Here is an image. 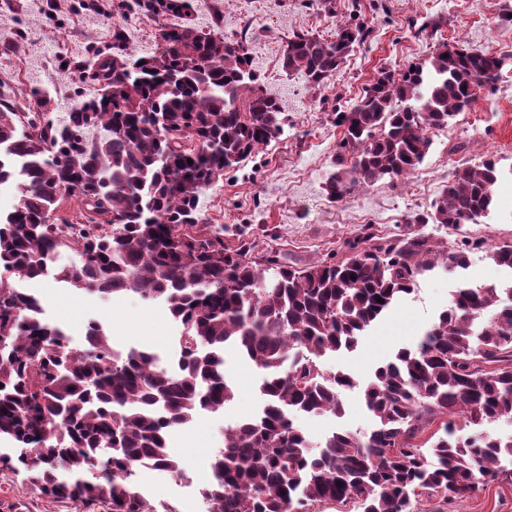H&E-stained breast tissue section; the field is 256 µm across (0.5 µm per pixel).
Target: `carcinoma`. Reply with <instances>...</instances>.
<instances>
[{"instance_id": "carcinoma-1", "label": "carcinoma", "mask_w": 512, "mask_h": 512, "mask_svg": "<svg viewBox=\"0 0 512 512\" xmlns=\"http://www.w3.org/2000/svg\"><path fill=\"white\" fill-rule=\"evenodd\" d=\"M135 6L182 24L161 27L150 56L135 55L114 29L112 57L84 66L102 92L77 100L65 122L20 112L0 90V185L20 194L0 213V465L54 499L167 512L140 493L135 468L183 475L168 434L234 399L224 371L232 345L261 370L264 406L225 431L201 489L208 512H421L424 495L446 503L512 484V439L481 431L512 419V280L455 288L417 344L363 387L375 428L335 431L312 449L295 416L340 417L342 390L358 386L321 358L355 349L422 276L466 267L485 241L443 250L419 229L388 241L366 224L341 255L304 269L255 254L240 232L224 242V227L200 219V194L276 138L287 117L247 61L245 39L200 34L192 0ZM369 34L364 23H344L330 40L296 34L283 66L318 87ZM506 63L443 42L425 64L379 72L357 103L333 113L344 134L329 200L404 181L429 151L425 131L493 90ZM500 174L492 156L456 167L411 223L458 231L488 214ZM68 197L82 204L74 222L54 217ZM62 248L81 260L56 268L57 281L166 304L182 328L174 367L142 349L116 350L97 323L74 346L43 318L41 300L13 281L45 276ZM489 256L512 270V243ZM456 417L478 434L459 437Z\"/></svg>"}]
</instances>
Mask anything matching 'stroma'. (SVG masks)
<instances>
[{
	"label": "stroma",
	"mask_w": 512,
	"mask_h": 512,
	"mask_svg": "<svg viewBox=\"0 0 512 512\" xmlns=\"http://www.w3.org/2000/svg\"><path fill=\"white\" fill-rule=\"evenodd\" d=\"M199 31L221 30L234 40L247 35L253 66L276 95L288 123L283 133L257 155L222 178L199 197L205 223L244 228L257 253L275 252L282 264L299 269L339 253L346 240L373 225L389 239L403 234L415 212L440 194L455 167L494 156L512 167V22L503 21L512 0H194ZM371 28L326 84L310 85L299 73L281 66L289 37L310 33L331 38L349 17ZM175 16L162 23L128 12L122 19L127 44L136 55L156 49L158 25H180ZM112 0H0V82L9 85L27 112L63 122L78 96H92L96 86L84 78L82 63L95 53L112 51ZM489 50L508 56L494 92H479L470 107L448 127L432 133L424 162L400 183L383 179L355 191L341 203L328 199L324 183L333 170L342 131L325 112L324 103L348 109L378 70L424 63L438 43ZM46 94L33 97V90ZM497 205L486 216L461 226L458 233L427 225L436 239L484 238L488 247L512 242V179L496 190ZM467 269L431 273L415 291L397 301L385 318L362 336L357 348L327 359L329 367L354 376L358 387L343 390L345 414L296 415L311 444L332 432L365 433L373 418L361 386L399 347L416 344L448 305L458 282L490 285L503 277L486 250L472 252ZM45 305V315L61 326L73 344H82L90 323L101 324L114 347L154 353L162 364L178 358L179 331L165 304L136 294L103 297L46 276L28 284ZM225 370L234 384V399L217 412H202L174 428L168 448L188 474L180 481L169 473L142 468L137 482L152 505L176 512H206L199 490L210 479L212 456L224 445L228 427L255 415L262 406L261 375L231 349ZM423 512H512V484H491L472 497L449 503H424ZM0 512H77L71 502L32 492L21 476L0 469Z\"/></svg>",
	"instance_id": "1"
}]
</instances>
